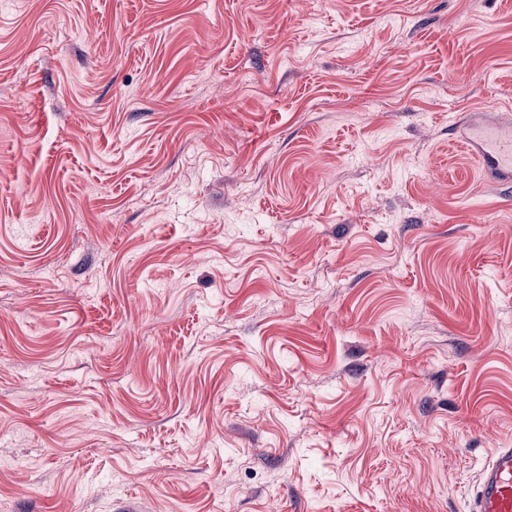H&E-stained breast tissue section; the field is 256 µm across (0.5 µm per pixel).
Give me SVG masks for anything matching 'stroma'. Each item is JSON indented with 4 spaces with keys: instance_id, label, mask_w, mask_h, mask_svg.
Segmentation results:
<instances>
[{
    "instance_id": "obj_1",
    "label": "stroma",
    "mask_w": 512,
    "mask_h": 512,
    "mask_svg": "<svg viewBox=\"0 0 512 512\" xmlns=\"http://www.w3.org/2000/svg\"><path fill=\"white\" fill-rule=\"evenodd\" d=\"M511 104L512 0H0L6 512H468ZM480 112L461 115L458 145L478 158L485 176L492 182L512 181V116L499 115L495 123H481Z\"/></svg>"
}]
</instances>
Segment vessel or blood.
<instances>
[{
	"instance_id": "1",
	"label": "vessel or blood",
	"mask_w": 512,
	"mask_h": 512,
	"mask_svg": "<svg viewBox=\"0 0 512 512\" xmlns=\"http://www.w3.org/2000/svg\"><path fill=\"white\" fill-rule=\"evenodd\" d=\"M458 143L478 158L493 182L512 181V116L499 115L483 123L477 113L461 115L456 123ZM471 512H512V447L491 451L480 469Z\"/></svg>"
}]
</instances>
